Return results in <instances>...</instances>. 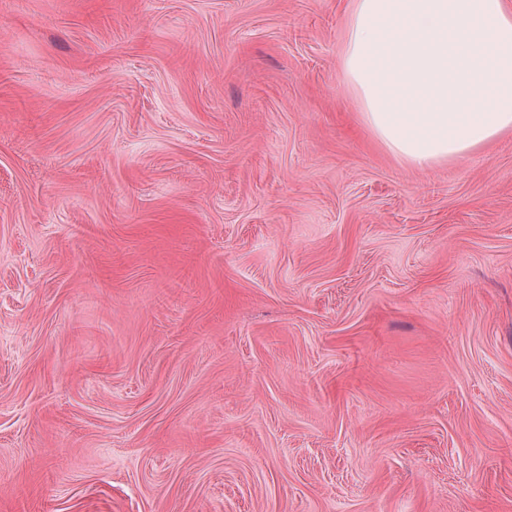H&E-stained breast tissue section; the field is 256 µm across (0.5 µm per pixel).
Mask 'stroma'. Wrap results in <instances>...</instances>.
<instances>
[{"label":"stroma","instance_id":"35a3bbf8","mask_svg":"<svg viewBox=\"0 0 512 512\" xmlns=\"http://www.w3.org/2000/svg\"><path fill=\"white\" fill-rule=\"evenodd\" d=\"M348 0H0V512H512V132L400 163Z\"/></svg>","mask_w":512,"mask_h":512}]
</instances>
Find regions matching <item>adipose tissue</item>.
Masks as SVG:
<instances>
[{
  "mask_svg": "<svg viewBox=\"0 0 512 512\" xmlns=\"http://www.w3.org/2000/svg\"><path fill=\"white\" fill-rule=\"evenodd\" d=\"M341 69L399 161L466 157L512 130V0H350Z\"/></svg>",
  "mask_w": 512,
  "mask_h": 512,
  "instance_id": "obj_1",
  "label": "adipose tissue"
}]
</instances>
